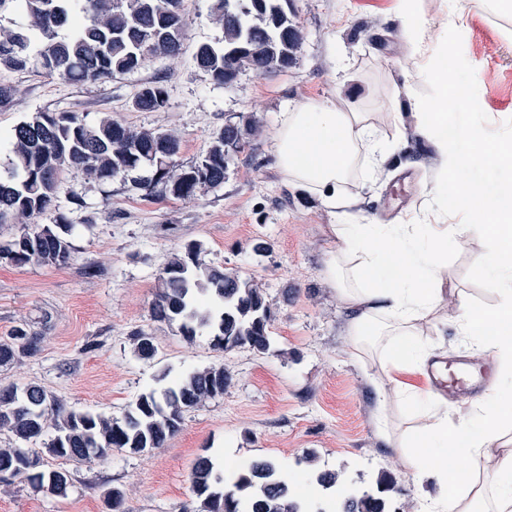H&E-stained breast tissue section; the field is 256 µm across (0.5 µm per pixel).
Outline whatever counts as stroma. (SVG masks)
Instances as JSON below:
<instances>
[{
  "instance_id": "1",
  "label": "stroma",
  "mask_w": 512,
  "mask_h": 512,
  "mask_svg": "<svg viewBox=\"0 0 512 512\" xmlns=\"http://www.w3.org/2000/svg\"><path fill=\"white\" fill-rule=\"evenodd\" d=\"M420 5L431 21L429 40L447 39L460 80L473 83L469 121L512 138V18L494 12L487 0ZM210 7L211 0H185L189 28L179 58L158 57L104 81L0 70V84L16 92L14 106L0 110L1 143L37 112H75L89 123L109 115L136 131L177 134L180 160L188 165L226 123L242 115L260 122L223 185L193 201L153 200L129 181L98 183L77 170L65 173L40 221L74 225L72 258L60 266L0 260V340L22 324L43 336L39 354L0 366V388L36 385L67 408L118 418L141 393L161 389L162 375L220 365L228 376L223 395L186 411L180 431L163 447L70 464L73 484L63 497L21 480L0 486V512H107L104 493L113 486L125 491L124 512H194L189 474L203 455L222 466L269 459L306 481L341 470L366 488L387 471L398 488L395 506L421 512L434 490L415 481L401 449L380 440L376 394L367 379L373 359L351 356L343 306L326 275L339 218L314 194L288 184L272 135L287 105L310 99L373 113L397 150L377 177H359L350 187L359 222L427 216L435 156L411 121L394 124L380 105L409 104L434 86L407 73L410 50L394 0H290L302 32L294 64L264 76L243 71L229 87L216 84L193 59L199 44L223 37ZM451 20L458 30L449 35L444 25ZM155 81L167 91L166 106L136 109V94ZM190 241L202 243V262L235 270L263 289L272 312L267 351H219L204 336L190 343L176 325L152 317L158 275ZM483 252L476 238L449 243L448 279L455 288L446 298L449 317H456L463 296L479 308L496 306ZM88 265L98 268L97 276H85ZM140 330L154 339L153 358L134 352L132 336Z\"/></svg>"
}]
</instances>
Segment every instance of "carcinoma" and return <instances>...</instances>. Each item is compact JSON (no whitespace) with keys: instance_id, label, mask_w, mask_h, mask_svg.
Returning a JSON list of instances; mask_svg holds the SVG:
<instances>
[{"instance_id":"carcinoma-1","label":"carcinoma","mask_w":512,"mask_h":512,"mask_svg":"<svg viewBox=\"0 0 512 512\" xmlns=\"http://www.w3.org/2000/svg\"><path fill=\"white\" fill-rule=\"evenodd\" d=\"M20 12L29 24L0 27V67L42 69L73 81L88 82L140 69L149 60L175 57L188 31L184 0H0V18ZM210 17L222 26L223 39L197 46L195 61L211 79L230 86L229 71L267 75L288 69L302 39L286 0H213ZM167 92L154 83L143 87L133 105L143 111L165 107ZM257 121L243 118L216 133L206 153L190 165L178 160L181 140L175 134L132 131L116 119L87 124L74 112H38L18 123L7 145L8 179H0V224L24 225L21 234L0 244V259L14 265L66 264L72 254L71 225L59 217L40 224V236L27 240L31 221L55 199L57 183L67 171L80 170L102 182L129 179L143 166L148 174L132 179L151 198L194 200L224 184L234 155L244 151ZM202 244L191 241L161 270L152 303L153 318L177 324L188 341L208 332L216 350L270 347V307L253 280L234 270L204 264ZM42 336L17 327L0 342V366L40 352ZM135 352L154 356L153 338L134 334ZM223 366L193 371L157 392L141 394L121 418L68 409L40 387L0 388V429L28 442L55 433L46 443L49 455L69 462L104 460L117 449L133 454L162 447L180 429L183 412L224 394ZM42 458L27 448H0V482L26 479L33 487L64 496L72 485L66 468L41 469ZM197 512H307L299 483L270 460L250 461L221 474L213 460L200 456L191 469ZM316 483L334 494L332 512H391L396 491L383 471L376 489L358 492L344 474L322 472ZM108 512H122L125 492L113 486L104 493Z\"/></svg>"}]
</instances>
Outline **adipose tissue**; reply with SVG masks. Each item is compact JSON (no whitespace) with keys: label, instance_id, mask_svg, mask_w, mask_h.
<instances>
[{"label":"adipose tissue","instance_id":"ef3b65f1","mask_svg":"<svg viewBox=\"0 0 512 512\" xmlns=\"http://www.w3.org/2000/svg\"><path fill=\"white\" fill-rule=\"evenodd\" d=\"M402 34L410 65L420 80H433L432 98L415 103L414 127L439 161L431 190L436 205L454 199L456 224H426L411 217L401 224H361L352 212L348 187L357 170L378 172L396 146L383 138L370 113L353 112L328 99H311L282 112L272 141L278 165L292 186L319 196L330 209L346 212L335 225L336 254L327 274L347 316L353 354L378 342L374 414L378 433L404 449L419 484L439 493L433 512H512V188L502 189L468 177L471 166L496 168L512 155V142H494L463 111L471 87L459 84L448 69L445 43L426 40L430 21L419 0H398ZM479 237L484 269L499 305L476 309L460 298L458 334L479 352H492L502 383L469 411L448 417V401L424 374L437 347L422 340L423 329L441 335L438 310L448 293V244ZM422 375L406 384L401 373ZM394 389L414 412L415 423L396 433L386 417V389ZM502 449L496 463L489 451Z\"/></svg>","mask_w":512,"mask_h":512}]
</instances>
